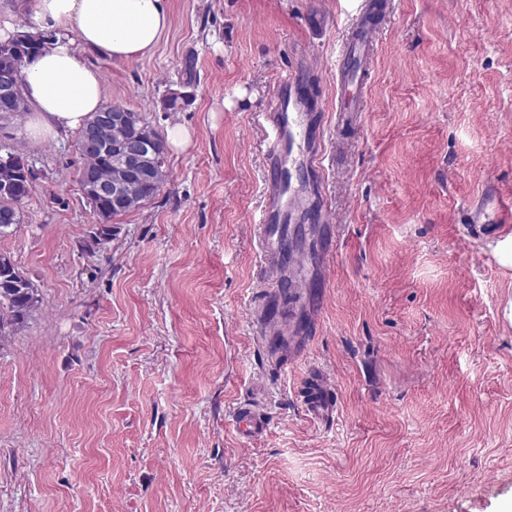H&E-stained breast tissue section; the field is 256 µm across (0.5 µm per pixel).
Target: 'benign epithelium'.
Here are the masks:
<instances>
[{"instance_id":"obj_1","label":"benign epithelium","mask_w":512,"mask_h":512,"mask_svg":"<svg viewBox=\"0 0 512 512\" xmlns=\"http://www.w3.org/2000/svg\"><path fill=\"white\" fill-rule=\"evenodd\" d=\"M0 96L20 107L26 105L23 83L16 73L6 71L0 74ZM132 121L133 117L128 112L104 111L98 113L95 122L87 129V147H99L110 139L116 147L114 173L110 179H99L93 170L85 175L90 202L107 199L125 204L132 199L135 186L156 183L160 168L166 164V155L159 151L147 128H140L136 134L124 135Z\"/></svg>"}]
</instances>
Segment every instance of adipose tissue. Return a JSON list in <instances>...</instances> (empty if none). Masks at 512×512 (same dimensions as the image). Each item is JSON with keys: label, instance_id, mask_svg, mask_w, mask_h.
<instances>
[{"label": "adipose tissue", "instance_id": "adipose-tissue-1", "mask_svg": "<svg viewBox=\"0 0 512 512\" xmlns=\"http://www.w3.org/2000/svg\"><path fill=\"white\" fill-rule=\"evenodd\" d=\"M32 22L34 32L56 34L25 70L31 109L23 134L41 141L80 130L104 105L100 74L81 52L119 60L144 56L170 28V0H35Z\"/></svg>", "mask_w": 512, "mask_h": 512}]
</instances>
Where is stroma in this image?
<instances>
[{"label":"stroma","mask_w":512,"mask_h":512,"mask_svg":"<svg viewBox=\"0 0 512 512\" xmlns=\"http://www.w3.org/2000/svg\"><path fill=\"white\" fill-rule=\"evenodd\" d=\"M373 1L171 0L145 57L82 53L106 103L192 134L101 248L75 136L0 125L36 170L0 252L39 297L0 341V512H512V0H377L368 24ZM367 25L352 112L336 56ZM291 74L325 117L290 191L328 210L288 301L255 226ZM320 373L327 427L302 400ZM237 432L243 438H251L263 433L268 424L265 418L251 409H241L235 416Z\"/></svg>","instance_id":"35a3bbf8"}]
</instances>
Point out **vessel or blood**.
Returning a JSON list of instances; mask_svg holds the SVG:
<instances>
[{
	"label": "vessel or blood",
	"instance_id": "obj_1",
	"mask_svg": "<svg viewBox=\"0 0 512 512\" xmlns=\"http://www.w3.org/2000/svg\"><path fill=\"white\" fill-rule=\"evenodd\" d=\"M296 77L285 78L278 91V101L272 111L264 113L263 119L271 131L273 154L272 171L266 182L268 198L259 220V247L264 270L275 275L279 267V254L275 239L282 224L288 223L294 211L300 210V199H286L282 173L289 161L293 145L302 134L301 117L313 111L314 106L296 90ZM306 416L313 422H332L336 414V401L332 388L323 381H315L304 401ZM236 429L243 438L263 433L267 428L265 418L249 409L239 410L235 416Z\"/></svg>",
	"mask_w": 512,
	"mask_h": 512
}]
</instances>
